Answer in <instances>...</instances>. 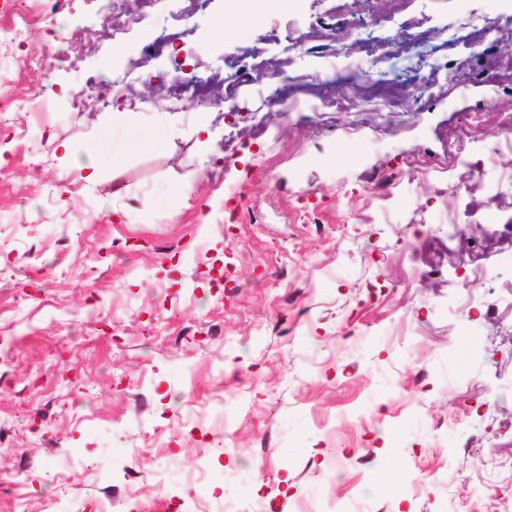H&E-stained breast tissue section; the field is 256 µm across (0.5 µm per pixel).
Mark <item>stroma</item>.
Segmentation results:
<instances>
[{"label":"stroma","mask_w":512,"mask_h":512,"mask_svg":"<svg viewBox=\"0 0 512 512\" xmlns=\"http://www.w3.org/2000/svg\"><path fill=\"white\" fill-rule=\"evenodd\" d=\"M62 2L0 39V512H512V0Z\"/></svg>","instance_id":"obj_1"}]
</instances>
